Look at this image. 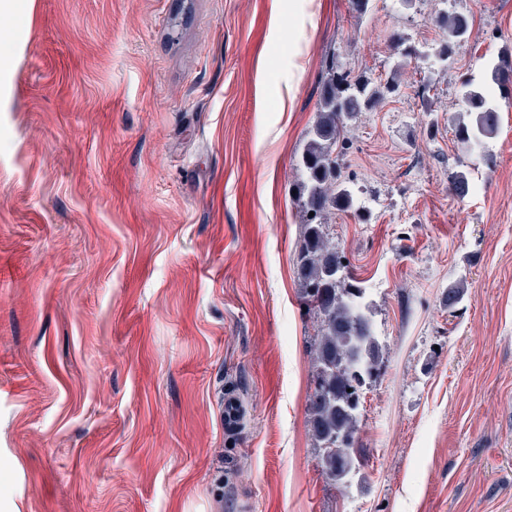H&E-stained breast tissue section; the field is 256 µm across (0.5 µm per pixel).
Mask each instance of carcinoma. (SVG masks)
<instances>
[{"mask_svg":"<svg viewBox=\"0 0 512 512\" xmlns=\"http://www.w3.org/2000/svg\"><path fill=\"white\" fill-rule=\"evenodd\" d=\"M437 23L445 37L438 59L445 63L460 46L469 28L461 15L442 14ZM512 62L509 51L486 67L481 80L468 79L459 89L468 119L455 127L458 142L473 148L483 147L498 127V109L487 94L495 86L505 95L512 88ZM396 78L384 82L364 73L354 75L343 69L336 57L326 65L319 96L317 119L300 155L294 161L295 198L303 213V239L297 265L304 300L320 320L315 361L317 381L310 401L312 434L321 454L322 472L335 485L346 486L359 466L346 445L337 449L344 436L356 437L361 419V402L341 410L342 401L357 398L375 375L382 347L377 337L368 335L364 356L351 359L354 332L370 326L366 291L352 283L344 260L332 246L326 232V218L335 211L359 210L350 178L340 172V152L346 149L345 132L364 112H370L386 99L398 94Z\"/></svg>","mask_w":512,"mask_h":512,"instance_id":"carcinoma-1","label":"carcinoma"}]
</instances>
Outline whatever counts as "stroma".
I'll return each instance as SVG.
<instances>
[{"instance_id": "stroma-1", "label": "stroma", "mask_w": 512, "mask_h": 512, "mask_svg": "<svg viewBox=\"0 0 512 512\" xmlns=\"http://www.w3.org/2000/svg\"><path fill=\"white\" fill-rule=\"evenodd\" d=\"M507 46L512 0H13L0 512H512V101L454 137ZM334 54L400 84L347 132L367 212L327 218L383 346L348 488L311 431L293 169ZM437 23L443 29L445 37L438 50V59L447 63L459 47L468 31L467 19L461 15L442 14L438 16ZM510 73V80L506 79ZM496 86L507 95L512 87V62L509 50L502 52L499 61L486 67L480 81L468 79L459 89V98L465 105L469 118L460 120L455 127V138L461 144L483 148L485 139L492 138L498 127V109L487 94V88Z\"/></svg>"}]
</instances>
